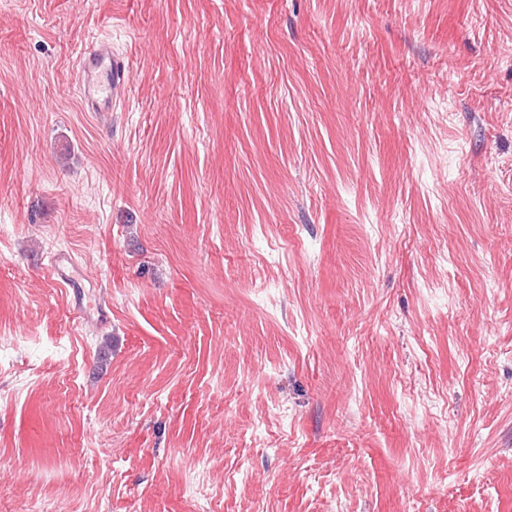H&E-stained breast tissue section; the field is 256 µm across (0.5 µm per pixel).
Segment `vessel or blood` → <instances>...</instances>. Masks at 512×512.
Masks as SVG:
<instances>
[{"mask_svg":"<svg viewBox=\"0 0 512 512\" xmlns=\"http://www.w3.org/2000/svg\"><path fill=\"white\" fill-rule=\"evenodd\" d=\"M129 79L124 62L112 51L109 41L92 44L79 60L77 90L86 111L108 112Z\"/></svg>","mask_w":512,"mask_h":512,"instance_id":"obj_1","label":"vessel or blood"}]
</instances>
